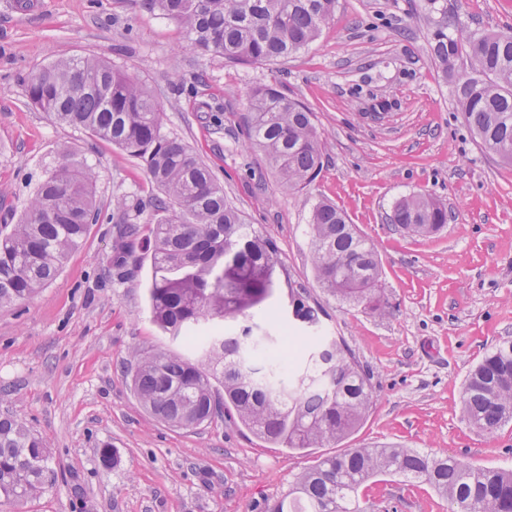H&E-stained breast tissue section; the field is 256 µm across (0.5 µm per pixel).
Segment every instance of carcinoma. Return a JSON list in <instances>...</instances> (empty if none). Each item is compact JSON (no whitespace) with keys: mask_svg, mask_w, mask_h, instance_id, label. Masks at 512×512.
Segmentation results:
<instances>
[{"mask_svg":"<svg viewBox=\"0 0 512 512\" xmlns=\"http://www.w3.org/2000/svg\"><path fill=\"white\" fill-rule=\"evenodd\" d=\"M178 22L187 41L233 63L275 62L313 42L336 13L337 0H136ZM431 52L465 122L483 147L512 165V34L448 35V17L431 20ZM467 52L473 66L457 70ZM30 101L54 119L83 128L140 160L166 200L148 218L123 199L119 241L109 263L125 270L140 240L149 241L152 321L174 339L197 345L194 361L136 349L129 367L139 402L178 429H196L234 412L257 437L279 448H329L350 436L373 403L370 374L346 342L323 336L322 310L306 291L289 294L293 321L312 330L298 353L303 372L247 325L236 334L195 335L205 321L237 322L274 296L279 251L224 197L212 170L181 140L162 131L161 105L134 74L93 58H65L28 76ZM248 144L267 156L281 183L309 185L322 163L314 113L274 84L249 95ZM94 172L63 164L40 182L24 217L0 226V308L31 299L59 273L89 225L99 221ZM390 222L429 236L448 223V209L426 194L399 200ZM307 233L316 280L331 296L386 315L374 245L331 202L313 209ZM224 392H219L215 384ZM461 415L487 432L512 420V339H504L469 374ZM42 437L0 417V506L23 502L50 481ZM394 475L437 490L454 512H512V471L475 468L448 456L403 446L351 448L322 458L296 478L266 512H369L358 491Z\"/></svg>","mask_w":512,"mask_h":512,"instance_id":"obj_1","label":"carcinoma"}]
</instances>
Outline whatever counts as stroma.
<instances>
[{
    "instance_id": "35a3bbf8",
    "label": "stroma",
    "mask_w": 512,
    "mask_h": 512,
    "mask_svg": "<svg viewBox=\"0 0 512 512\" xmlns=\"http://www.w3.org/2000/svg\"><path fill=\"white\" fill-rule=\"evenodd\" d=\"M448 33H512V0H338L309 47L274 63H231L186 46L178 24L124 0H0V225L15 223L46 172L87 159L101 210L53 282L0 309V416L42 436L55 479L7 512H264L328 454L403 444L474 467L512 470V422L483 432L460 413L469 371L512 336V167L465 122L435 64L429 18ZM93 57L136 74L162 108L164 133L211 168L224 195L277 246L281 296L306 289L369 371L374 402L332 449L274 447L235 414L175 429L137 400L133 349L193 357L150 320L149 262L113 270L117 197L145 212L163 198L136 158L32 105L31 71ZM279 84L308 105L325 147L314 181L281 185L245 146L248 96ZM426 193L447 224L411 236L390 222ZM335 203L376 247L390 312L319 287L305 233L316 202ZM116 453L103 464L102 445ZM372 512H448L429 485L378 476L359 490Z\"/></svg>"
}]
</instances>
